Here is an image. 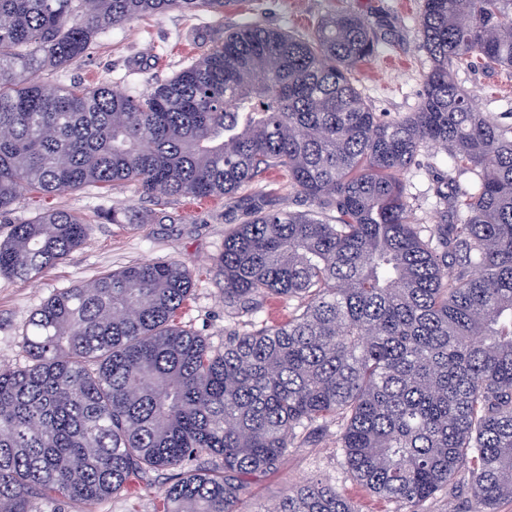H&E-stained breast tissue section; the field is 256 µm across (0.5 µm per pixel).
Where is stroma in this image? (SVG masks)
<instances>
[{
  "mask_svg": "<svg viewBox=\"0 0 512 512\" xmlns=\"http://www.w3.org/2000/svg\"><path fill=\"white\" fill-rule=\"evenodd\" d=\"M422 0H238L215 16L203 11L171 10L148 15L130 25L100 35L89 52L61 70L46 73L48 85L112 83L140 91L171 78L193 59L206 53L220 31L259 24L303 35L331 13L365 16L376 36L375 54L357 72L358 88L373 111L385 115L411 112L418 106L429 59L418 40ZM457 80L475 99L480 111L512 125V71H459ZM448 159L422 151L420 164L401 174L415 205L418 223L434 224L442 211ZM132 207L151 214L148 223L115 224L112 207ZM53 208L81 215L89 224L87 240L68 259L32 280L0 277V368H22L26 359L21 333L35 311L61 289L96 276L148 261H178L193 272L190 296L179 312V325L203 336L212 348L224 346L234 330L287 321L286 302L268 299L251 315H241L224 304V294L213 260L231 231L234 207L222 197L204 201L190 197L150 198L134 185L82 190L46 197L28 193L18 199L0 239L12 224ZM337 425L306 442H298L275 471L251 483L248 508L270 503L285 489L318 478L336 487L358 512H408L396 501L377 497L357 482L344 464L337 444ZM165 478H154L133 489L85 504L64 498L48 512H159Z\"/></svg>",
  "mask_w": 512,
  "mask_h": 512,
  "instance_id": "1",
  "label": "stroma"
}]
</instances>
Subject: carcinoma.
I'll use <instances>...</instances> for the list:
<instances>
[{"label": "carcinoma", "instance_id": "cac0c4a2", "mask_svg": "<svg viewBox=\"0 0 512 512\" xmlns=\"http://www.w3.org/2000/svg\"><path fill=\"white\" fill-rule=\"evenodd\" d=\"M230 0H0V217L18 197L132 183L222 196L240 211L214 265L224 304L288 302L216 351L175 322L193 272L144 262L64 288L0 368V512L58 495L91 503L172 473L162 512H245L249 478L336 422L347 470L420 512L468 475L472 512L512 500V126L476 107L460 70L512 69V0H424L418 108L382 119L355 85L368 20L294 35L246 25L166 82L47 87L102 33ZM448 155L437 224L399 178ZM279 169L309 202L239 191ZM88 223L64 210L13 225L0 276L65 261ZM258 512H357L320 480Z\"/></svg>", "mask_w": 512, "mask_h": 512}]
</instances>
